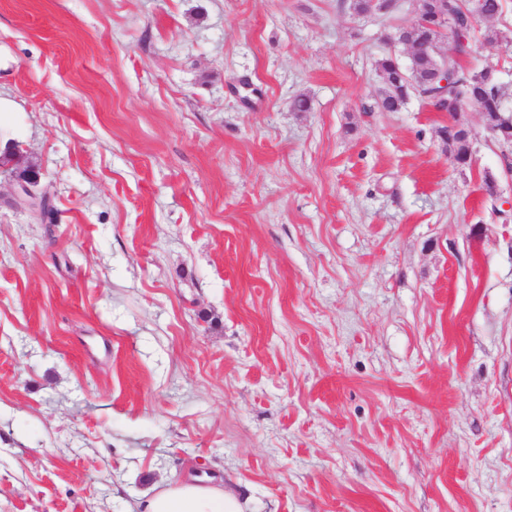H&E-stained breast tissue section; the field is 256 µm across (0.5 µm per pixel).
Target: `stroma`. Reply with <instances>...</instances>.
<instances>
[{
	"label": "stroma",
	"instance_id": "1",
	"mask_svg": "<svg viewBox=\"0 0 512 512\" xmlns=\"http://www.w3.org/2000/svg\"><path fill=\"white\" fill-rule=\"evenodd\" d=\"M415 0H0V512H512V172L377 106ZM512 0L464 65L512 95ZM308 109L294 111L296 97ZM468 128L454 162L438 131ZM38 182V174L35 170L31 168L24 170L17 182L16 199L29 207L39 206L49 212L51 210V198L36 191ZM131 512H242L236 494L224 485L204 484L192 478L158 485Z\"/></svg>",
	"mask_w": 512,
	"mask_h": 512
}]
</instances>
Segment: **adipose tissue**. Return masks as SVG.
Segmentation results:
<instances>
[{"mask_svg":"<svg viewBox=\"0 0 512 512\" xmlns=\"http://www.w3.org/2000/svg\"><path fill=\"white\" fill-rule=\"evenodd\" d=\"M136 512H241L236 494L195 479L158 485Z\"/></svg>","mask_w":512,"mask_h":512,"instance_id":"obj_1","label":"adipose tissue"}]
</instances>
